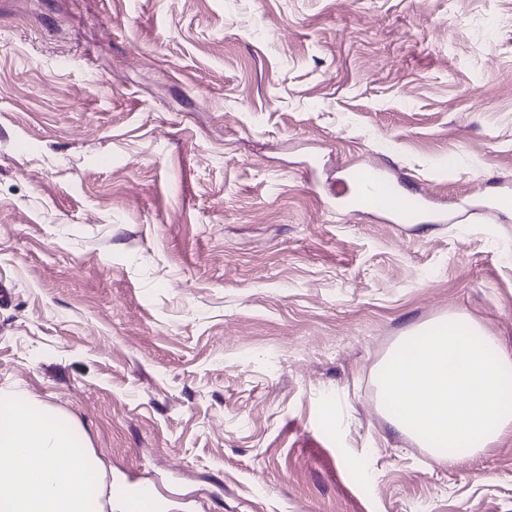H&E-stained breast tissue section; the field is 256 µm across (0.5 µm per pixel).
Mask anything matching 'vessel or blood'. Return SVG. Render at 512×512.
Returning a JSON list of instances; mask_svg holds the SVG:
<instances>
[{"instance_id":"obj_1","label":"vessel or blood","mask_w":512,"mask_h":512,"mask_svg":"<svg viewBox=\"0 0 512 512\" xmlns=\"http://www.w3.org/2000/svg\"><path fill=\"white\" fill-rule=\"evenodd\" d=\"M350 182L353 187L348 197L351 205L367 206L403 223L420 220L426 209L423 197L400 191L380 170H354ZM112 505L115 512H170L171 509L159 488L146 479L113 482Z\"/></svg>"}]
</instances>
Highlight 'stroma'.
Instances as JSON below:
<instances>
[{
  "label": "stroma",
  "mask_w": 512,
  "mask_h": 512,
  "mask_svg": "<svg viewBox=\"0 0 512 512\" xmlns=\"http://www.w3.org/2000/svg\"><path fill=\"white\" fill-rule=\"evenodd\" d=\"M502 192L512 0H0V391L178 512H512V433L436 464L375 381L444 315L512 350ZM349 180L353 194L345 192L343 197L347 198L352 206L365 205L402 223H412L422 218L426 209L425 199L416 194L400 191L380 170L357 169L351 173ZM368 184L374 186V192L365 193L361 190Z\"/></svg>",
  "instance_id": "obj_1"
}]
</instances>
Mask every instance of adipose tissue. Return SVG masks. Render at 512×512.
Here are the masks:
<instances>
[{"instance_id": "obj_1", "label": "adipose tissue", "mask_w": 512, "mask_h": 512, "mask_svg": "<svg viewBox=\"0 0 512 512\" xmlns=\"http://www.w3.org/2000/svg\"><path fill=\"white\" fill-rule=\"evenodd\" d=\"M92 464L74 429L0 394V512H101L87 486Z\"/></svg>"}]
</instances>
